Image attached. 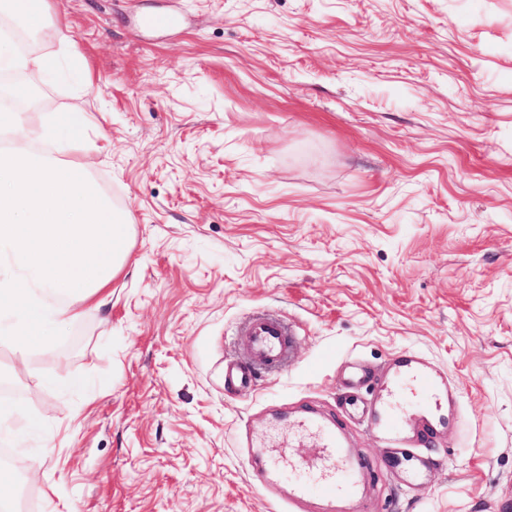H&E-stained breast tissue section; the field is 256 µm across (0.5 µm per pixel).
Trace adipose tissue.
Here are the masks:
<instances>
[{"mask_svg":"<svg viewBox=\"0 0 512 512\" xmlns=\"http://www.w3.org/2000/svg\"><path fill=\"white\" fill-rule=\"evenodd\" d=\"M74 131L67 119L37 130L30 113H0V132L15 141L0 158V345L15 374L29 342L105 304L129 258L130 226L84 164L54 166L28 148L36 135L55 152L74 151Z\"/></svg>","mask_w":512,"mask_h":512,"instance_id":"ef3b65f1","label":"adipose tissue"}]
</instances>
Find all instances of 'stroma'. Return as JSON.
Here are the masks:
<instances>
[{"label":"stroma","instance_id":"stroma-1","mask_svg":"<svg viewBox=\"0 0 512 512\" xmlns=\"http://www.w3.org/2000/svg\"><path fill=\"white\" fill-rule=\"evenodd\" d=\"M11 83L91 113L88 173L131 224L105 306L30 347L0 449L32 512H284L253 462L313 459L308 408L366 461L302 512H512V0H48ZM175 16L166 27L148 18ZM288 365L224 388L255 311ZM420 355L448 384L406 452L343 370ZM426 478L410 483L421 460Z\"/></svg>","mask_w":512,"mask_h":512}]
</instances>
